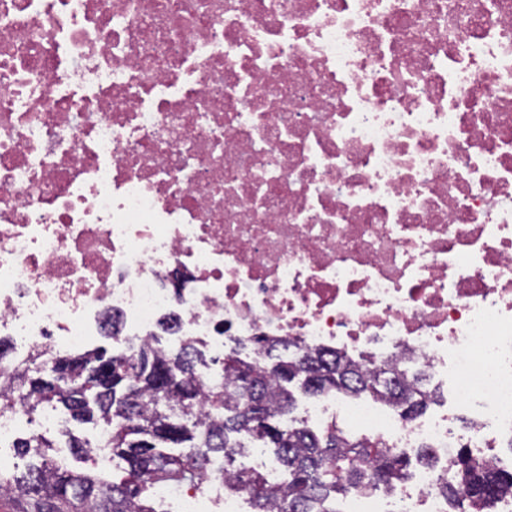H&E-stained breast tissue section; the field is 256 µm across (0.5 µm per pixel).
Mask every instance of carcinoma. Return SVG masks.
I'll return each mask as SVG.
<instances>
[{"label": "carcinoma", "instance_id": "cac0c4a2", "mask_svg": "<svg viewBox=\"0 0 512 512\" xmlns=\"http://www.w3.org/2000/svg\"><path fill=\"white\" fill-rule=\"evenodd\" d=\"M198 350L188 343L166 351L154 344L114 355L94 349L85 356L46 362L41 353L27 363L0 369V412L20 407L32 414L61 404L80 422L98 418L110 428L106 443L124 461V475L108 481L77 473L48 456L54 443L32 434L16 441L19 457L35 458L26 471L0 469V497L13 499L19 512H157L142 497L156 481L194 482L208 474L210 459L228 462L247 434L275 449L286 485L274 494L259 473L237 472L234 481L251 499L252 512H336L338 497L348 490H378L407 477L410 460L366 439L352 438L330 425L319 436L306 427H288L282 416L293 407L288 383L303 377L305 392H341L381 397L412 419L435 394L413 382L390 377L385 365L360 366L325 351L271 367L246 362L238 354L224 357L233 385L207 386L197 374ZM208 406V423L198 415ZM455 465L468 483L449 484L453 499L464 497L475 509L512 489V474L497 471L462 451Z\"/></svg>", "mask_w": 512, "mask_h": 512}]
</instances>
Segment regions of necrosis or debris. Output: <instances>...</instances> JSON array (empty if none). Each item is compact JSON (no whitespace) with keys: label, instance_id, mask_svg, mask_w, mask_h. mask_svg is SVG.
Wrapping results in <instances>:
<instances>
[{"label":"necrosis or debris","instance_id":"necrosis-or-debris-1","mask_svg":"<svg viewBox=\"0 0 512 512\" xmlns=\"http://www.w3.org/2000/svg\"><path fill=\"white\" fill-rule=\"evenodd\" d=\"M182 284H175V276ZM288 342L449 385L473 420L320 395L413 455L341 512H454L512 472V0H0V337ZM155 494L246 512L223 459ZM459 474L458 484H447L446 492L453 499L460 497L469 500V508L475 509L485 504L496 494L512 489V474L497 471L484 461L470 457L465 451H460L455 461ZM465 469L468 483L463 484L460 472ZM472 512H477L472 510Z\"/></svg>","mask_w":512,"mask_h":512}]
</instances>
